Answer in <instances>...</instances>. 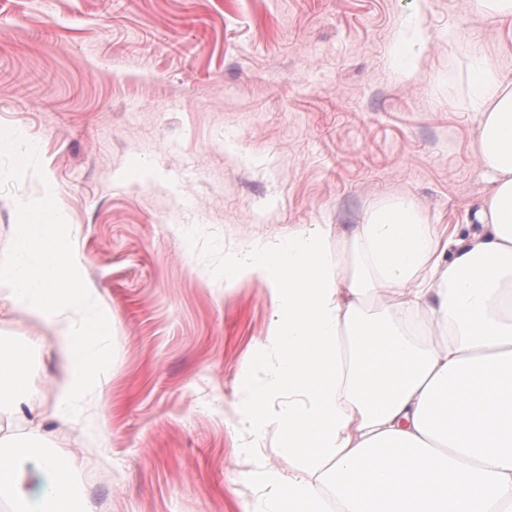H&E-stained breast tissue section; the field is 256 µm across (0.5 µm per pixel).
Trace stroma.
Wrapping results in <instances>:
<instances>
[{
    "mask_svg": "<svg viewBox=\"0 0 512 512\" xmlns=\"http://www.w3.org/2000/svg\"><path fill=\"white\" fill-rule=\"evenodd\" d=\"M421 23L410 75L394 48ZM512 73V20L469 0H0V262L24 202L50 195L80 282L109 313L87 437L49 419L96 512H248L250 440L231 404L253 377L272 303L217 288L224 253L308 224H358L412 198L441 237L492 188L477 159L473 51ZM29 337L35 400L55 337Z\"/></svg>",
    "mask_w": 512,
    "mask_h": 512,
    "instance_id": "stroma-1",
    "label": "stroma"
}]
</instances>
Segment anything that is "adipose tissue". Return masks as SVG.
Listing matches in <instances>:
<instances>
[{
    "instance_id": "obj_1",
    "label": "adipose tissue",
    "mask_w": 512,
    "mask_h": 512,
    "mask_svg": "<svg viewBox=\"0 0 512 512\" xmlns=\"http://www.w3.org/2000/svg\"><path fill=\"white\" fill-rule=\"evenodd\" d=\"M468 100L493 188L481 227L441 241L395 197L361 223L311 224L225 253L216 280L262 281L273 302L256 361L235 395L239 427L273 434L287 470L248 457L252 512H512V74L474 53ZM51 200L26 203L0 308L56 334L51 401L31 395V342L0 344V501L10 512H92L72 458L40 442L45 418L79 433L100 387L106 311L82 288Z\"/></svg>"
}]
</instances>
